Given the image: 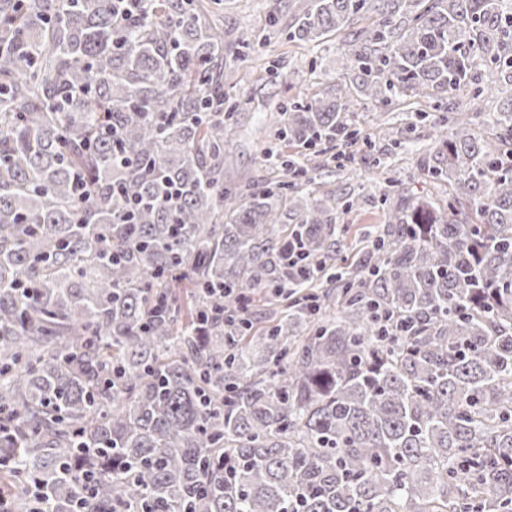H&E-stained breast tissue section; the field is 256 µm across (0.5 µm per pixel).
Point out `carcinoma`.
<instances>
[{"label":"carcinoma","instance_id":"carcinoma-1","mask_svg":"<svg viewBox=\"0 0 512 512\" xmlns=\"http://www.w3.org/2000/svg\"><path fill=\"white\" fill-rule=\"evenodd\" d=\"M0 0V484L15 512H512V0H304L336 99L445 107L415 197L332 270L336 197L224 188V31L199 0ZM367 21L363 27L357 26ZM296 223H288V219ZM298 241L307 264L288 266ZM267 288L253 333L234 295ZM226 314H220V310ZM501 89L503 93L499 94L497 98L485 100L480 106L481 111L474 116L475 132L479 137L492 144L498 143L496 138L497 130L492 121V114L493 112H497L502 101L509 97L511 85L508 83H503Z\"/></svg>","mask_w":512,"mask_h":512}]
</instances>
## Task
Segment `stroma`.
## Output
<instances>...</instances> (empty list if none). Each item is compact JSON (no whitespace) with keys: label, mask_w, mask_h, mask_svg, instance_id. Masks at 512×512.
<instances>
[{"label":"stroma","mask_w":512,"mask_h":512,"mask_svg":"<svg viewBox=\"0 0 512 512\" xmlns=\"http://www.w3.org/2000/svg\"><path fill=\"white\" fill-rule=\"evenodd\" d=\"M295 13L290 0H223L212 14L224 26V86L237 106L236 134L224 155V182L248 190L267 181L287 179L285 169L270 164L268 155L297 157L298 149L275 134L282 106L302 94L334 95L343 77V41L319 48L286 37ZM357 131L351 155L339 146L322 145L321 165L301 190L322 197L354 201V208L336 210L340 230L337 263L354 258L353 247L365 231L385 223L390 203L389 182L398 181L404 194L448 202V184L428 178L421 158L433 146L442 109L409 93L376 104L352 96L343 102Z\"/></svg>","instance_id":"1"}]
</instances>
